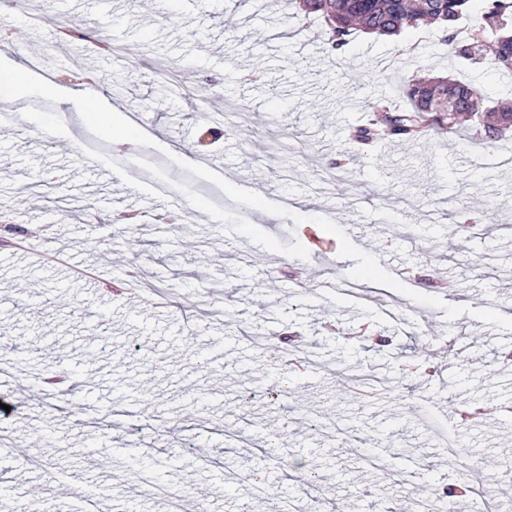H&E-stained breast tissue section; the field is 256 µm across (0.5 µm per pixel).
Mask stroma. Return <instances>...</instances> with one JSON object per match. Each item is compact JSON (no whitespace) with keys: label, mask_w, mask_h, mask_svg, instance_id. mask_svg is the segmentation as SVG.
I'll list each match as a JSON object with an SVG mask.
<instances>
[{"label":"stroma","mask_w":512,"mask_h":512,"mask_svg":"<svg viewBox=\"0 0 512 512\" xmlns=\"http://www.w3.org/2000/svg\"><path fill=\"white\" fill-rule=\"evenodd\" d=\"M28 3L0 0V113L21 114L0 136V226L28 244L0 245V358L43 356L0 386V426L43 467L0 462V512H79L87 491L111 512L199 492L243 512L231 477L298 461L336 505L412 512L430 481L407 458L442 485L497 461L490 490L512 506V140H353L366 99L415 77L456 71L491 101L512 77L459 69L435 27L330 52L297 0H38L35 21ZM72 22L85 38H61ZM17 76L38 93L5 100ZM86 96L127 124L139 168L115 165ZM206 125L221 137L204 145ZM482 207L501 226L448 220ZM131 211L135 230L107 220ZM56 251L98 281L44 264ZM462 327L474 350L453 373H405ZM463 405L483 413L460 420ZM102 416L119 428L85 445ZM228 428L266 454L229 447Z\"/></svg>","instance_id":"stroma-1"}]
</instances>
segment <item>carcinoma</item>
<instances>
[{
    "label": "carcinoma",
    "instance_id": "cac0c4a2",
    "mask_svg": "<svg viewBox=\"0 0 512 512\" xmlns=\"http://www.w3.org/2000/svg\"><path fill=\"white\" fill-rule=\"evenodd\" d=\"M471 0H300L308 16L327 26L326 44L331 50L347 44L356 33L395 36L406 28L437 24L446 33L444 42L456 60L478 66L490 58L496 69L512 74V0H485L484 10L470 36H457V23L468 16ZM405 106L385 99L368 100L371 112H382L359 126L355 137L371 142L379 135L406 140H428L443 131L469 124L491 140H500L512 129V101L490 102L469 84L451 77L414 79L402 88ZM456 227L490 224L487 211L474 219L464 212L453 216Z\"/></svg>",
    "mask_w": 512,
    "mask_h": 512
}]
</instances>
